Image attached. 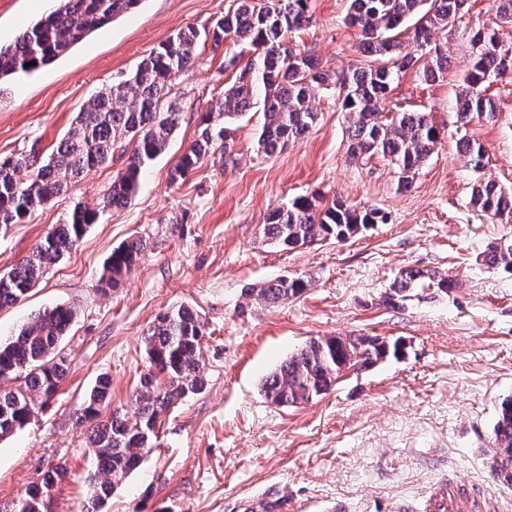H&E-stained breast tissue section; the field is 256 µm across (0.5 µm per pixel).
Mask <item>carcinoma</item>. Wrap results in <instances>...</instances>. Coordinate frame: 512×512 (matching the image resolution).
<instances>
[{
  "mask_svg": "<svg viewBox=\"0 0 512 512\" xmlns=\"http://www.w3.org/2000/svg\"><path fill=\"white\" fill-rule=\"evenodd\" d=\"M55 8L24 28L15 39L0 44V84L29 75L67 55L89 35L135 9L142 0H54ZM468 0H350L345 23L362 31L360 59L336 78L342 111L348 127L349 150L355 158L387 161L397 171L398 185L411 186L422 165L435 153L439 132L425 111L400 106L384 112L381 105L400 75L415 67L429 82L448 74V57L432 44L431 32L448 31L465 12ZM311 0H237L236 7L211 25V33L189 26L179 31L134 71L101 90L90 106L77 113L75 126L52 153L32 162L23 152L0 158V229L22 224L32 214L81 182L91 171L124 159L121 174L103 201V208H122L140 189L144 172L162 154L178 125V112L168 104L174 76L191 70L200 44L218 45L231 38L251 46L254 56L224 94L212 99L208 124L177 164L173 177L182 178L214 153L227 138V121L262 103L264 123L257 147L275 153L312 129L318 122L312 101L328 85L329 74L309 54L285 47L288 35L309 24ZM471 68L463 77L454 106L464 124L477 119L497 121L499 106L489 94L491 84L512 71V54L499 45L498 32L486 26L467 34ZM218 121H213V118ZM465 165L473 172L488 162L483 143L462 136L456 143ZM469 203L493 217L512 214V192L493 181L477 177L470 186ZM99 211L76 203L61 224H53L32 254L17 267L0 273V308L24 300L45 271L82 240ZM385 215L366 206L348 204L324 195L298 196L275 206L263 233L292 250L333 237L344 241ZM146 241L133 238L112 250L100 284L116 287L123 274L139 260ZM485 261L512 274V243L492 247ZM418 270L406 269L392 283L389 299L403 301ZM307 287L300 279H278L248 289L256 299L277 306L297 297ZM77 313L68 306L46 308L24 324L17 336L0 344V381L20 379L15 386H0V440L26 427L36 402L53 398L68 366L61 344ZM204 337L199 316L185 307L159 314L144 336L148 370L140 379L134 400L138 412L129 417L118 410L102 416L101 406L110 394L105 376L96 379L77 420L91 421L89 435L95 470L88 475L90 497L83 512H103L115 486L154 449L162 417L177 403L203 390L205 378L199 360ZM402 344L375 336L314 338L270 374L265 398L278 406L306 403L327 393L351 368L367 369L388 357H399ZM491 442L496 452L489 470L502 484L512 486V398L501 404ZM68 475L57 466L40 482L29 486L22 499L26 512H48L55 488Z\"/></svg>",
  "mask_w": 512,
  "mask_h": 512,
  "instance_id": "cac0c4a2",
  "label": "carcinoma"
}]
</instances>
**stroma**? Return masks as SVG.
<instances>
[{"mask_svg": "<svg viewBox=\"0 0 512 512\" xmlns=\"http://www.w3.org/2000/svg\"><path fill=\"white\" fill-rule=\"evenodd\" d=\"M51 5L0 0V42H11ZM232 5L143 0L66 56L12 82L0 95V156L47 154L102 88L172 35L208 25ZM348 5L312 0V23L292 41L334 75L358 57L360 32L344 21ZM495 10L494 0H469L452 30L433 35L448 56L446 79L428 82L408 70L384 103L423 106L441 130L436 152L407 190L386 161L352 159L351 118L332 86L314 103L317 125L279 152L258 151L263 115L255 109L231 126L236 164L214 155L171 182L224 89L225 57L250 56L241 42L206 43L174 86L179 124L137 196L102 213L24 301L0 309L2 344L43 309L78 312L63 342L69 370L58 393L0 441V504L62 464L69 475L56 490L54 512H81L92 456L89 430L76 425L74 409L104 374L112 408L133 413L148 362L143 337L160 313L184 306L204 324L207 385L166 414L157 448L113 490L105 512H250L272 494L282 498L283 512H438L442 503L450 512H512V488L487 468L497 408L512 396V274L484 262L490 246L512 241V219L470 205L477 174L455 148L464 135L482 142L489 161L480 175L512 189V75L492 88L497 122L465 125L452 107L470 64L465 35L494 24ZM121 167L115 160L92 171L25 223L0 231V273L31 255L75 202L97 208ZM311 193L381 209L388 221L342 242L291 251L264 236L275 205ZM135 236L147 242L140 260L117 288L99 290L113 248ZM409 268L423 279L406 300L388 304L396 275ZM432 274L452 279L453 288L437 290ZM282 278L308 286L275 307L246 293ZM332 336L399 339L404 354L347 370L309 403L268 402L265 378L310 339Z\"/></svg>", "mask_w": 512, "mask_h": 512, "instance_id": "obj_1", "label": "stroma"}]
</instances>
